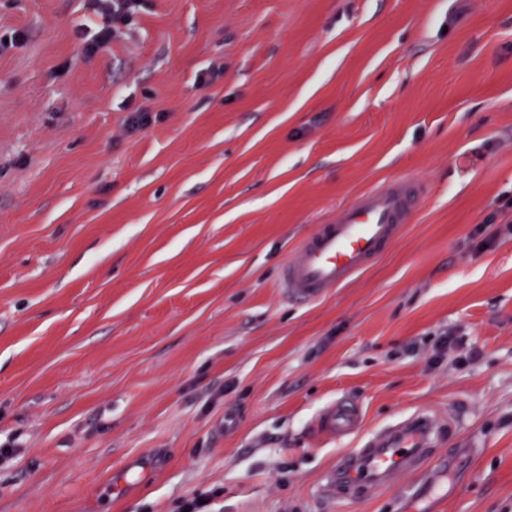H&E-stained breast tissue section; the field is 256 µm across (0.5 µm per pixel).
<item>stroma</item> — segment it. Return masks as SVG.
<instances>
[{"label":"stroma","instance_id":"obj_1","mask_svg":"<svg viewBox=\"0 0 512 512\" xmlns=\"http://www.w3.org/2000/svg\"><path fill=\"white\" fill-rule=\"evenodd\" d=\"M109 24L0 0V512H422L423 468L321 487L416 411L471 451L444 512H512V0H142L87 54ZM401 176L429 194L385 255L289 299L315 225ZM339 397L362 435L319 434Z\"/></svg>","mask_w":512,"mask_h":512}]
</instances>
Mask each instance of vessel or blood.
<instances>
[{
    "label": "vessel or blood",
    "mask_w": 512,
    "mask_h": 512,
    "mask_svg": "<svg viewBox=\"0 0 512 512\" xmlns=\"http://www.w3.org/2000/svg\"><path fill=\"white\" fill-rule=\"evenodd\" d=\"M426 193L424 182L403 177L339 208L286 260L281 286L288 297L320 298L366 270L387 251L403 224L411 221ZM317 427L329 437L346 438L362 432L363 418L357 404L341 397L322 410ZM442 430L439 422L421 411L365 434L360 447L339 455L326 472L324 494L336 499L352 491L371 494L429 460L439 470L458 466L467 457V449H457L451 456L435 454Z\"/></svg>",
    "instance_id": "1"
}]
</instances>
